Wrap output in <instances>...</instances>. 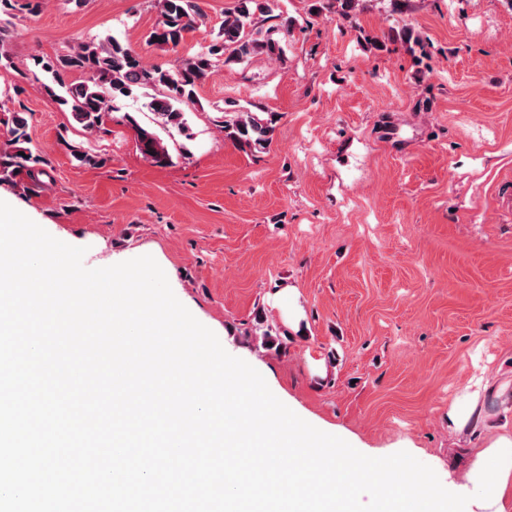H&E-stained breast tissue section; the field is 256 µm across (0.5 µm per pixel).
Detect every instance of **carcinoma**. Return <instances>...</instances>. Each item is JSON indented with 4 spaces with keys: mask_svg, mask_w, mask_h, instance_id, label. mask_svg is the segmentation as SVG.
Here are the masks:
<instances>
[{
    "mask_svg": "<svg viewBox=\"0 0 512 512\" xmlns=\"http://www.w3.org/2000/svg\"><path fill=\"white\" fill-rule=\"evenodd\" d=\"M161 21L149 33L147 41L158 48L178 46L184 35L203 17L198 0H158ZM272 10V0H238L232 12L224 14L220 39L206 50L183 60L175 70L143 64L135 51L114 38L100 42H81L70 52L53 59H35V64L58 77L63 72L80 71L87 78L66 87L59 95L53 87L45 91L70 110L73 119L86 130H94L111 111L112 101L130 96L136 89L160 88L162 93L150 104L156 121L163 126L185 127L181 105L193 100L197 85L213 72L219 59L240 63L258 53L277 58L283 55L279 41L268 30L253 22L255 12ZM26 114L15 112L8 129L6 147L0 150V179L25 175L32 180L44 174L40 155L33 153L27 133ZM224 137L244 151L264 150L270 144L272 119L258 112L241 111L224 120ZM142 153L154 164L169 163L168 149L156 134L136 126ZM254 331L263 346L280 348V335L272 334L262 316L255 317Z\"/></svg>",
    "mask_w": 512,
    "mask_h": 512,
    "instance_id": "carcinoma-1",
    "label": "carcinoma"
}]
</instances>
